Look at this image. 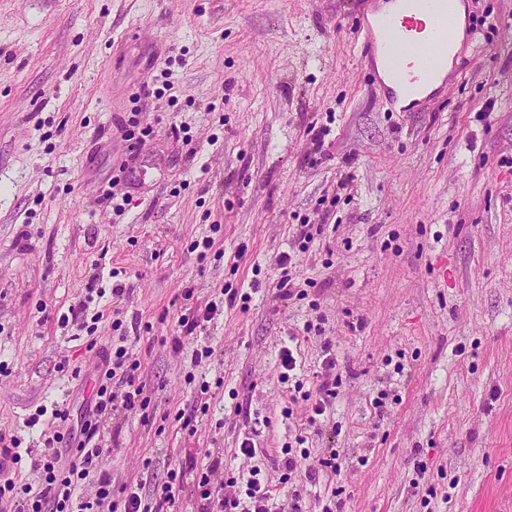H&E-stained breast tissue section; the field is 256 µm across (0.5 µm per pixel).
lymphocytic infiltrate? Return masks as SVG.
<instances>
[{
	"label": "lymphocytic infiltrate",
	"mask_w": 512,
	"mask_h": 512,
	"mask_svg": "<svg viewBox=\"0 0 512 512\" xmlns=\"http://www.w3.org/2000/svg\"><path fill=\"white\" fill-rule=\"evenodd\" d=\"M322 349L323 366L316 373L314 391L308 396L310 413L315 418L331 409L339 382L331 345L323 344ZM140 366V361L133 359L122 346L114 354H103L97 367L95 404L80 431L57 432L45 440L46 452L35 465L41 473L38 487L17 484L9 477L1 478L0 504L9 505L11 512H100L104 507L110 512H173L183 489L182 469H170L167 481L154 485L151 496H142L138 487L126 486L121 498L116 500L112 497V474L101 466L102 418L111 414L117 405L129 412L146 409L149 405L146 383L138 373ZM116 377L125 386L118 398L110 389ZM222 467V461L217 459L198 472L197 492L203 502V512H273L259 469L249 470L245 496L240 499L224 496L221 488L215 486L213 476Z\"/></svg>",
	"instance_id": "1"
}]
</instances>
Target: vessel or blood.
<instances>
[{"mask_svg":"<svg viewBox=\"0 0 512 512\" xmlns=\"http://www.w3.org/2000/svg\"><path fill=\"white\" fill-rule=\"evenodd\" d=\"M364 0L358 33L368 66L385 63L380 85L389 104L399 111L414 108L440 96L447 85L439 70L448 63L454 44L455 0Z\"/></svg>","mask_w":512,"mask_h":512,"instance_id":"obj_1","label":"vessel or blood"}]
</instances>
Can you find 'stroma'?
I'll list each match as a JSON object with an SVG mask.
<instances>
[{
	"label": "stroma",
	"instance_id": "1",
	"mask_svg": "<svg viewBox=\"0 0 512 512\" xmlns=\"http://www.w3.org/2000/svg\"><path fill=\"white\" fill-rule=\"evenodd\" d=\"M362 8L0 0V433L19 482L67 428L39 408L80 412L93 386L72 370L122 338L151 420L102 422L113 490L212 451L226 496L256 466L278 502L302 435L298 472L341 463L304 483L311 512H512V0H469L448 88L412 112L364 61ZM134 117L141 147L120 131ZM299 224L322 231L300 242ZM292 251L306 296L285 300ZM231 286L249 301L228 306ZM187 288L218 312L184 337ZM84 301L87 326H61ZM291 340L304 382L323 343L336 357L314 425L279 379ZM293 256L290 253L283 252L278 259V269L280 271V276L277 281V291L279 296L283 298H291L295 295L296 292V286L293 282V278L289 274V267L291 265L295 264V262H292Z\"/></svg>",
	"mask_w": 512,
	"mask_h": 512
}]
</instances>
